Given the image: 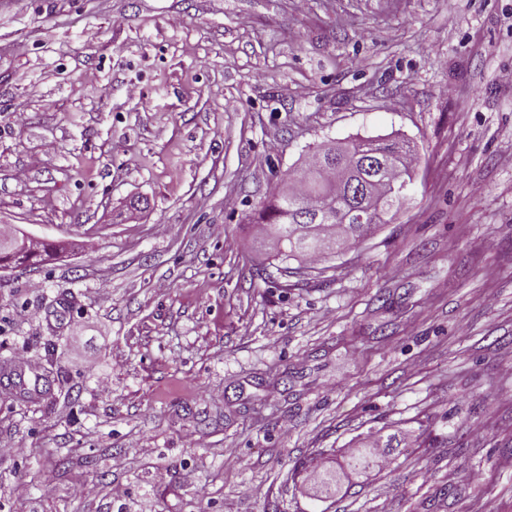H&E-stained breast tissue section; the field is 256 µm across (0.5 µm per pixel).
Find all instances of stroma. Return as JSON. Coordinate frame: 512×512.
Returning <instances> with one entry per match:
<instances>
[{
	"label": "stroma",
	"instance_id": "1",
	"mask_svg": "<svg viewBox=\"0 0 512 512\" xmlns=\"http://www.w3.org/2000/svg\"><path fill=\"white\" fill-rule=\"evenodd\" d=\"M505 70L512 0H0V225L69 243L0 271V512H512ZM355 137L415 148L392 221L255 276ZM336 167L326 168L316 176L307 180L298 178L295 183L288 184L281 190L277 186L270 195L255 208L247 218L248 223L260 225H277L283 229L285 240L268 238L272 260L279 264H287L290 260L322 258V244L319 240L305 239L310 228L298 220L303 214L316 211L318 197L336 191V198L343 199L350 207L356 208L347 199L349 179L332 178ZM293 186V188H292ZM288 198V199H287ZM301 228V233L292 239V235Z\"/></svg>",
	"mask_w": 512,
	"mask_h": 512
}]
</instances>
